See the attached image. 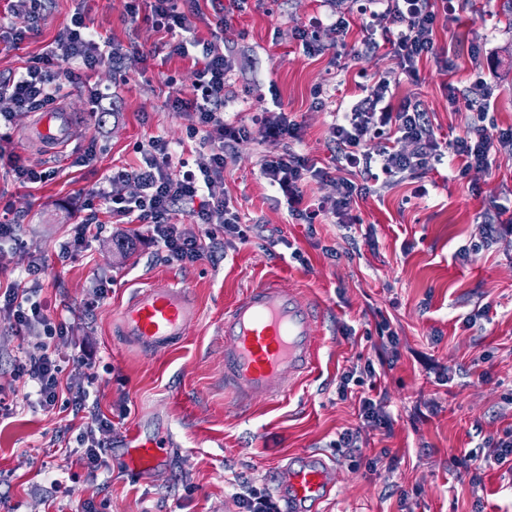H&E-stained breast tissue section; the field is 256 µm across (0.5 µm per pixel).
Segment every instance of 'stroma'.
I'll return each instance as SVG.
<instances>
[{
  "mask_svg": "<svg viewBox=\"0 0 512 512\" xmlns=\"http://www.w3.org/2000/svg\"><path fill=\"white\" fill-rule=\"evenodd\" d=\"M456 4L455 19L436 33L453 70L425 58L413 82L387 45L372 42L369 14L383 11V0L353 12L346 50L313 57L295 33L318 20L322 39L330 40L331 0H281L271 14L256 7L230 12L243 67L226 86L227 113L249 134L224 171V190L253 230L247 241L216 245L211 258L186 268L165 261L145 226L116 223L104 208L98 234L82 252L64 259L59 247L104 178L116 167H138L150 138L183 142L188 158L199 151L201 137L188 135L195 117L173 110L168 97L191 91L201 48L146 62L141 51L161 35L149 19L129 20L127 0H51L37 35L0 50L3 81L42 54L78 11L90 28L130 49L121 67L104 63L61 91L76 127L64 153L47 156L30 143L35 113H16L0 128V221L20 218L23 239L0 247V289L19 284L33 256L45 257L38 298L52 319L72 325L57 347L95 352L91 399L112 422L110 467L89 477L73 462L89 412L37 406L25 379L11 376L17 356L39 354L37 341L0 332V385L16 402L12 417L0 418V512H84L89 503L97 512H244L236 476L272 489L281 460L302 451L336 463V491L323 512H512L511 470L487 471L473 485L453 465L512 424V232L483 241L486 207L512 210V154L492 152L487 167L462 178L440 165L423 178V196L406 183L367 194L354 208L359 223L344 226L292 222L281 193L258 172L266 147L258 115L283 105L304 126L301 152L325 164L331 122L357 101V80L379 75L396 98L421 103L440 143L463 135L475 116L464 93L449 102L446 86L464 90L476 70L495 88L497 124L512 126V26L500 20L512 0ZM320 84L327 94L317 105L310 92ZM93 88L108 94L111 111L91 112ZM90 146L95 157L81 164ZM12 156L57 174L19 184ZM479 240L483 249L462 260L460 250ZM296 249L303 261L292 258ZM158 277L184 283L199 317L171 350L148 355L121 336L117 315L134 289ZM269 278L297 288L322 311L318 359L285 396L255 400L240 412L224 392V310ZM382 316L392 320L398 343L376 334ZM358 361L380 367L376 386L388 396L389 427L362 423L357 402L337 395L340 374ZM159 422L173 437L167 466L147 476L130 472L127 436ZM357 426L368 445L355 458L336 440ZM384 448L391 460L364 478L366 460Z\"/></svg>",
  "mask_w": 512,
  "mask_h": 512,
  "instance_id": "35a3bbf8",
  "label": "stroma"
}]
</instances>
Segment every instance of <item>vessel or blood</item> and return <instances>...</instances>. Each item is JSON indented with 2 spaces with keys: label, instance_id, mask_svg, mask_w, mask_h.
I'll use <instances>...</instances> for the list:
<instances>
[{
  "label": "vessel or blood",
  "instance_id": "1",
  "mask_svg": "<svg viewBox=\"0 0 512 512\" xmlns=\"http://www.w3.org/2000/svg\"><path fill=\"white\" fill-rule=\"evenodd\" d=\"M31 136L63 149L72 141L65 114H42ZM189 290L172 278H153L122 306V336L140 351L161 353L176 345L194 322ZM319 311L296 289L270 279L243 293L224 312V390L241 407L256 397L280 398L288 381L305 375L318 352ZM171 453L164 427L137 430L127 440L130 471L162 468ZM334 488L332 464L316 453L292 456L279 469L274 492L285 512H319Z\"/></svg>",
  "mask_w": 512,
  "mask_h": 512
}]
</instances>
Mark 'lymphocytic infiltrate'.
<instances>
[{"mask_svg":"<svg viewBox=\"0 0 512 512\" xmlns=\"http://www.w3.org/2000/svg\"><path fill=\"white\" fill-rule=\"evenodd\" d=\"M49 0H12L7 14L0 16V43L14 47L37 35L47 17ZM150 19L163 39L155 53L184 55L195 42V28L184 9V0H149ZM438 16L428 0H390L387 8L373 14L372 26L385 35L390 55L401 73L410 80L418 77L421 59L436 55L435 33ZM122 46L102 41L85 23L82 13H74L69 25L57 36L54 46L28 64L18 76L0 82V120H11L18 112H40L53 107L60 81H81L84 72L95 70L103 61L121 63ZM238 65L233 45L204 44L197 81L191 94H176L172 106L194 112L205 132L206 153L192 160L180 176H172L174 151L169 141L154 137L135 168L113 171L96 195L103 200L117 222L145 224L152 240L160 246L168 262L192 265L207 257V240L223 235L225 241L248 238L249 226L224 192V168L233 158L239 141L247 137L246 125L228 120L226 81ZM477 104L476 119L464 136L441 146L429 118L419 103L408 99L391 105L393 93L382 77L361 88L362 97L351 112L331 123L328 139L334 145L332 161L317 165L296 151L303 140L301 123L285 111L264 113L268 148L259 171L270 186L279 188L288 215L299 224H322L336 219L340 224L356 223L353 214L357 198L374 188H386L408 180L418 182L443 160L456 163L458 174L487 166L493 147L512 150V128H500L491 115L493 90L483 77L469 86ZM335 179L336 194L316 202L306 201L302 186L308 180ZM135 183L138 191L127 196L122 185ZM207 226L206 238L184 234L174 224L175 214ZM44 261L33 257L26 274L32 285L10 287L0 292V326L16 336H36L41 352L16 359L17 376L26 378L35 390L37 402L53 410L59 400L75 409H85L94 377L89 369L92 352L63 355L56 339L66 333L65 323L53 321L46 306L38 301L36 288L44 272ZM111 423L95 414L93 425L79 437L78 462L89 476H98L107 466L109 444L103 434ZM461 475L470 483L481 480L485 471L512 466V427L502 436L491 437L479 450L456 457Z\"/></svg>","mask_w":512,"mask_h":512,"instance_id":"lymphocytic-infiltrate-1","label":"lymphocytic infiltrate"}]
</instances>
